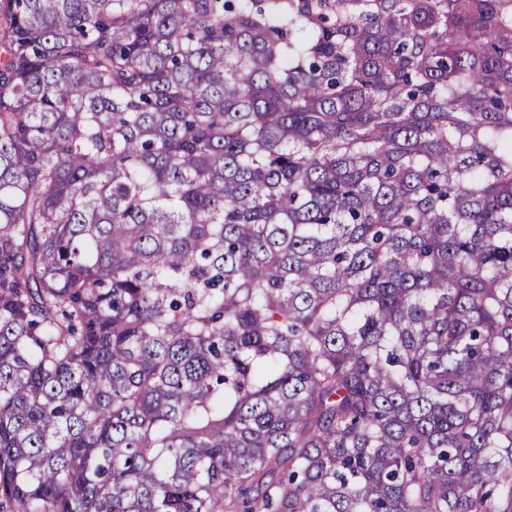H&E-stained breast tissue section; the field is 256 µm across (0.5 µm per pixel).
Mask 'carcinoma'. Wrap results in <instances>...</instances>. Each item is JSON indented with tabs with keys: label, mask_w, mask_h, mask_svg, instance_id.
<instances>
[{
	"label": "carcinoma",
	"mask_w": 512,
	"mask_h": 512,
	"mask_svg": "<svg viewBox=\"0 0 512 512\" xmlns=\"http://www.w3.org/2000/svg\"><path fill=\"white\" fill-rule=\"evenodd\" d=\"M0 512H512V0H0Z\"/></svg>",
	"instance_id": "obj_1"
}]
</instances>
